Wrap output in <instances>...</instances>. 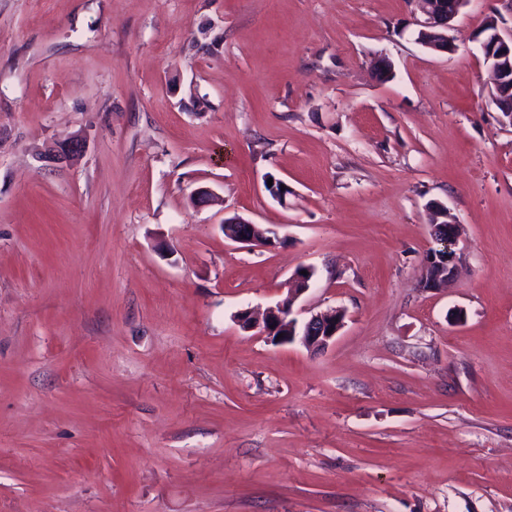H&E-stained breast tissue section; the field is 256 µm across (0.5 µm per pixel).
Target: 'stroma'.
<instances>
[{"label":"stroma","instance_id":"1","mask_svg":"<svg viewBox=\"0 0 512 512\" xmlns=\"http://www.w3.org/2000/svg\"><path fill=\"white\" fill-rule=\"evenodd\" d=\"M491 17L439 53L413 0H0V512H512ZM433 203L460 266L427 291ZM303 266L295 316L346 311L318 354L234 319ZM236 222H241L240 227L236 228V232H232V226H229L228 229H225L228 234L226 237L230 241L238 244H242L245 246L251 247H264L270 248L276 245V242L279 240L277 233L270 229L263 227L260 224H253L252 222L240 219L236 220Z\"/></svg>","mask_w":512,"mask_h":512}]
</instances>
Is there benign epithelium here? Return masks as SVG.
<instances>
[{
  "instance_id": "obj_1",
  "label": "benign epithelium",
  "mask_w": 512,
  "mask_h": 512,
  "mask_svg": "<svg viewBox=\"0 0 512 512\" xmlns=\"http://www.w3.org/2000/svg\"><path fill=\"white\" fill-rule=\"evenodd\" d=\"M425 20L418 31V42L427 49L440 53L455 50L454 39L448 35L453 29L454 20L461 14L469 0H417ZM484 63L489 68L493 81V101L509 120L512 121V30L505 33L497 21L491 19L478 33ZM83 140L70 138L53 149L54 156L66 159L82 153ZM227 239L234 243L251 247L270 248L278 241L277 233L260 224L241 220L236 231H227ZM457 241L456 225L450 224L447 233L439 237L442 253L425 259L421 279H426L427 270L434 263H440L444 269L436 273L430 282L435 289L448 284L457 273L459 257L451 246ZM307 274L294 273L293 288L287 298L269 308L262 318L254 316L249 308L238 311L234 318L245 330H259V333L272 338L279 344L298 342L311 352L325 350L345 325V311L337 308L326 313L315 314L306 320L294 316L293 306L296 300L309 288L314 275L312 268H306Z\"/></svg>"
}]
</instances>
